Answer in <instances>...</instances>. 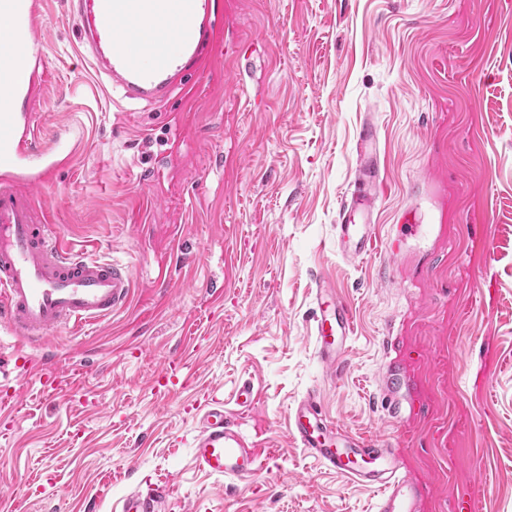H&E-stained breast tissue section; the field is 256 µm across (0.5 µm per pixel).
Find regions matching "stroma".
Listing matches in <instances>:
<instances>
[{
  "mask_svg": "<svg viewBox=\"0 0 512 512\" xmlns=\"http://www.w3.org/2000/svg\"><path fill=\"white\" fill-rule=\"evenodd\" d=\"M210 65L161 105L105 92L65 0L41 17L39 128L83 142L42 188L71 250L129 266L127 306L48 338L60 374L15 370L0 410L13 512H97L165 482L164 512H377L289 433L315 393L387 438L418 512H512V0H216ZM385 188L376 249L350 263L336 221L364 122ZM353 308L340 376L315 353L310 288ZM176 385H162L169 362ZM421 414L389 418L380 389ZM256 394L239 410L243 384ZM222 400L252 448L246 482L195 467L196 409Z\"/></svg>",
  "mask_w": 512,
  "mask_h": 512,
  "instance_id": "1",
  "label": "stroma"
}]
</instances>
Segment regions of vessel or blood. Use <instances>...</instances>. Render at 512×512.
Returning a JSON list of instances; mask_svg holds the SVG:
<instances>
[{"label": "vessel or blood", "instance_id": "vessel-or-blood-1", "mask_svg": "<svg viewBox=\"0 0 512 512\" xmlns=\"http://www.w3.org/2000/svg\"><path fill=\"white\" fill-rule=\"evenodd\" d=\"M89 63L103 85L130 105L165 102L201 73L214 42V0H66ZM45 0H0V36L15 45L0 53V329L35 351L55 386L63 380L47 336L109 319L128 301L129 267L72 253L36 191L69 165L81 140L71 129L46 139L37 133L31 106L45 89L43 67L33 66L41 40L35 23ZM377 131L364 123L358 134L354 190L339 212L336 249L350 261L373 252L375 202L384 184ZM316 352L338 370L354 332L350 305L334 284L319 277L311 289ZM289 430L315 460L337 475L379 494L378 512H416L417 483L399 477V464L378 436L354 433L323 415L309 396L289 414ZM193 462L208 475L239 481L263 466L241 431L224 421L223 405L200 417L192 441ZM168 488L131 490L120 512H161Z\"/></svg>", "mask_w": 512, "mask_h": 512}]
</instances>
